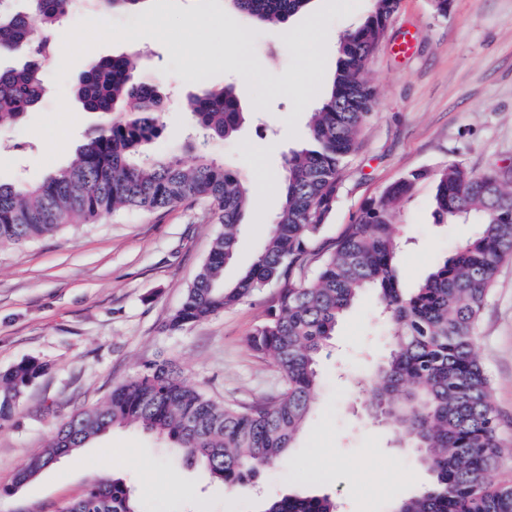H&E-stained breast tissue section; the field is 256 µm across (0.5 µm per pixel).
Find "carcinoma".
<instances>
[{"label": "carcinoma", "instance_id": "obj_1", "mask_svg": "<svg viewBox=\"0 0 512 512\" xmlns=\"http://www.w3.org/2000/svg\"><path fill=\"white\" fill-rule=\"evenodd\" d=\"M144 0H91L98 9L131 11ZM312 0H225L256 25H281ZM400 0H371L368 15L338 40L334 70L318 87L305 142L285 157L283 202L262 249L230 285L224 267L253 205L239 173L200 150L186 168L174 155L147 146L163 132L165 98L146 80L144 57L133 51L91 59L73 95L98 122L67 167L30 185L0 183V244L21 245L72 220L93 222L121 209L157 211L186 201L214 206L223 230L166 327L178 333L273 286L265 319L247 337L249 348L277 367L283 387L271 402L226 406L190 384L169 361L113 387L107 403L73 414L47 448L17 472L21 486L55 460L117 426L136 425L164 437L176 458L202 466L234 491L255 485L261 470L294 447L315 403L318 363L341 316L371 289L387 329L388 356L372 378L358 382L369 415L391 425L396 441L417 449L431 480L396 500L392 512H512V481L492 472L512 457L492 388L478 354V331L500 265L512 260V171L473 172L450 161L401 176L368 199L354 223L322 252L316 242L335 211L349 158L373 116L377 93L365 77L371 56ZM72 0H0V124L20 122L49 92L45 71L51 30L72 14ZM205 139L235 135L246 112L231 87L207 88L188 101ZM429 182L439 224L473 219L482 226L437 263L418 286L400 287L397 267L404 225L400 209ZM314 267L312 277L305 276ZM46 366L24 359L0 372V422L10 420L26 387ZM65 512H144L121 478L91 484ZM262 512H336L328 495L289 492Z\"/></svg>", "mask_w": 512, "mask_h": 512}]
</instances>
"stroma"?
Here are the masks:
<instances>
[{
    "label": "stroma",
    "mask_w": 512,
    "mask_h": 512,
    "mask_svg": "<svg viewBox=\"0 0 512 512\" xmlns=\"http://www.w3.org/2000/svg\"><path fill=\"white\" fill-rule=\"evenodd\" d=\"M371 0H314L287 29L254 26L224 0H151L144 12H89L55 31L49 94L16 125L0 127V182L36 183L69 164L96 123L70 92L89 59L132 50L148 57L166 96L162 136L151 146L192 166L189 94L233 85L248 117L232 141L209 155L237 170L255 191L240 246L224 270L232 283L253 261L279 211L284 156L305 137L318 105L312 88L334 68L337 41L368 13ZM412 39L411 54L396 46ZM377 91L374 116L351 157L335 211L318 246L330 247L362 204L403 174L458 161L474 172L512 167V0H451L447 16L431 0H400L366 70ZM432 189L422 185L398 217L404 287L477 236L479 225L438 223ZM222 226L205 202L143 213L124 210L67 224L22 245L0 246V371L27 358L47 370L0 425V512H61L90 484L118 476L146 512H260L263 498L287 490L330 495L337 512H391L396 495L428 481L410 449L386 426L364 418L357 378L388 351L376 300L366 296L336 327L320 361L314 409L287 460L262 473L259 493H238L201 467L173 460L167 441L117 427L62 457L22 486L14 476L77 410L103 404L116 384L147 365L176 361L185 377L221 404L247 406L282 389L270 359L246 338L276 293L269 287L184 331L165 324L179 307ZM479 354L494 403L512 432V263L503 264L483 313Z\"/></svg>",
    "instance_id": "stroma-1"
}]
</instances>
